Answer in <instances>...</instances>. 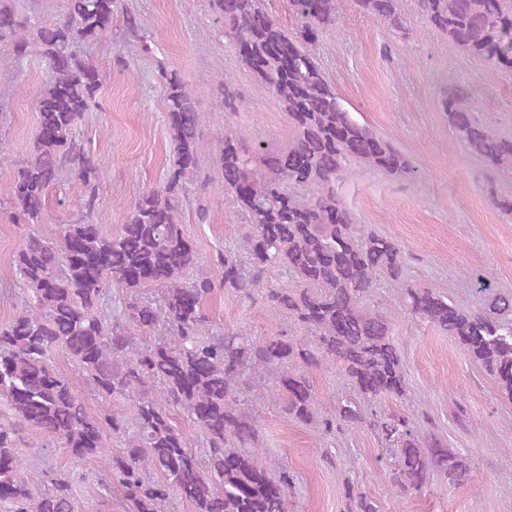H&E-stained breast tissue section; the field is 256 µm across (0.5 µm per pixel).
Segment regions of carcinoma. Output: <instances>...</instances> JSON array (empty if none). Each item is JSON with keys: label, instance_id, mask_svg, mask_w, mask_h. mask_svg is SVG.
Segmentation results:
<instances>
[{"label": "carcinoma", "instance_id": "carcinoma-1", "mask_svg": "<svg viewBox=\"0 0 512 512\" xmlns=\"http://www.w3.org/2000/svg\"><path fill=\"white\" fill-rule=\"evenodd\" d=\"M289 0L294 28H284L264 0H210L224 36L257 87L288 116L283 151L224 127L212 164L224 194L241 212L235 241L213 259L219 278L197 270L198 257L179 221L187 179L200 173L203 113L175 70L163 69L166 129L175 156L163 184L127 207L119 230L94 223L102 165L76 141L75 127L97 104L104 78L86 55L112 28L119 0H66L52 25L30 28L0 0V48L22 67L37 51L49 81L40 92L34 150L0 205L12 223L38 225L46 190L61 174L84 188L81 221L53 236L29 231L10 272L25 301L0 323V512H72L75 483L85 474L32 467L20 448L32 434L64 448L102 486H119L125 512H168L174 499L192 512H289L293 478L262 462L263 440L250 401H274L285 416L331 435L367 428L398 450L391 489L416 493L437 475L462 482L470 461L434 437L417 435L409 417L381 410L403 400L408 383L386 316L369 303L376 289L396 291L409 315L445 332L493 376L512 399V293L479 280L472 307L406 277L398 241L357 221L340 195L356 168L398 180L414 177L412 161L388 138L356 120L316 58L319 33L351 10L409 35L411 10L464 55L512 73V0ZM127 32L151 51L146 22L125 12ZM467 81L446 88L441 111L464 148L488 172L494 206L512 217V136L480 119ZM241 96L224 83V119ZM278 269L285 288L262 287ZM161 289L159 299L147 295ZM218 288L260 300L300 329L259 336L216 329L205 303ZM65 353L96 391L95 413L58 370ZM342 374L353 393L322 398L309 370ZM273 383L251 392L250 377ZM182 411L200 433L191 446L171 411ZM118 451L112 452V444ZM347 512H378L367 495L346 491Z\"/></svg>", "mask_w": 512, "mask_h": 512}]
</instances>
